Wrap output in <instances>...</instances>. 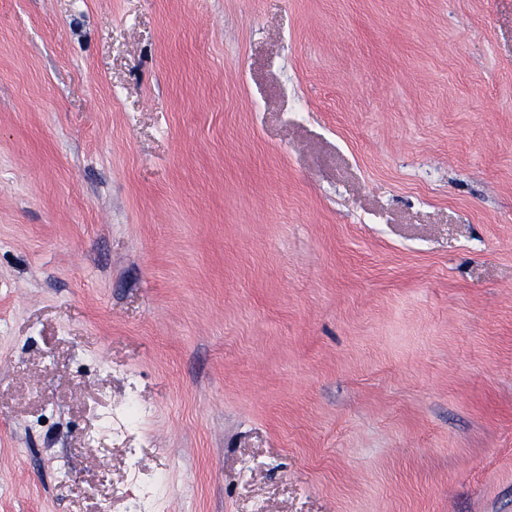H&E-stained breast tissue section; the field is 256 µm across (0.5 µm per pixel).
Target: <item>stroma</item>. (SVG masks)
I'll list each match as a JSON object with an SVG mask.
<instances>
[{
    "mask_svg": "<svg viewBox=\"0 0 512 512\" xmlns=\"http://www.w3.org/2000/svg\"><path fill=\"white\" fill-rule=\"evenodd\" d=\"M512 512V0H0V512Z\"/></svg>",
    "mask_w": 512,
    "mask_h": 512,
    "instance_id": "1",
    "label": "stroma"
}]
</instances>
